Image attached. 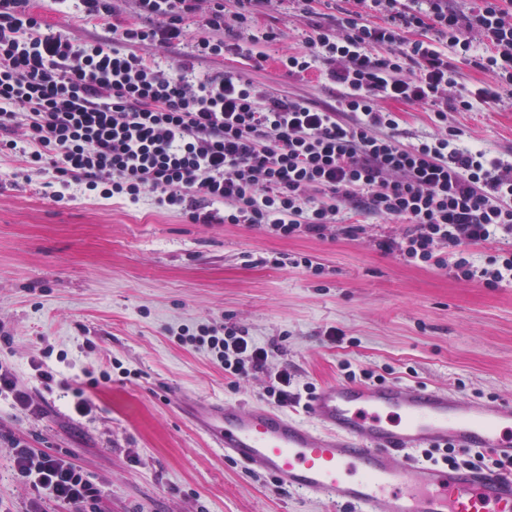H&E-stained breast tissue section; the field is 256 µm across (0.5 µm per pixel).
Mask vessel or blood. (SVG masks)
Listing matches in <instances>:
<instances>
[{
  "mask_svg": "<svg viewBox=\"0 0 512 512\" xmlns=\"http://www.w3.org/2000/svg\"><path fill=\"white\" fill-rule=\"evenodd\" d=\"M303 407V421L220 400L191 416L245 469L352 512H512V470L451 468L413 455L450 444L512 457V402L477 406L422 383L336 381Z\"/></svg>",
  "mask_w": 512,
  "mask_h": 512,
  "instance_id": "vessel-or-blood-1",
  "label": "vessel or blood"
}]
</instances>
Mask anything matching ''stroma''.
I'll list each match as a JSON object with an SVG mask.
<instances>
[{
    "instance_id": "obj_1",
    "label": "stroma",
    "mask_w": 512,
    "mask_h": 512,
    "mask_svg": "<svg viewBox=\"0 0 512 512\" xmlns=\"http://www.w3.org/2000/svg\"><path fill=\"white\" fill-rule=\"evenodd\" d=\"M340 0H319L303 14L278 0L257 25L277 41L239 44L199 64L203 74L230 72L320 107L337 89L319 71L288 75L279 58L302 47L312 26L335 27ZM40 9L54 31L82 43L101 28L58 0ZM267 60L256 64V51ZM464 141L512 157V105L452 112ZM16 164L0 159V360L43 409L17 414L0 395V507L28 512L29 489L11 473V442L47 453L69 452L100 484L96 512H331L315 499L280 490L268 476L224 457L185 410L199 399L261 402L268 374L225 379L204 348L182 344V331L233 324L261 345H277L271 368L287 367L297 383L322 386L345 378L343 363L387 382H423L474 404L512 401V285L485 287L382 252L377 239L405 225L344 210L323 236H271L243 224H194L182 210L161 209L152 195L115 203L72 186L54 201L50 174L14 180ZM356 222L357 238L343 235ZM305 256L321 274L288 265ZM343 333L332 340L330 328ZM46 358L70 388L44 384L31 359ZM109 371L112 379L91 383ZM94 412H71L74 389Z\"/></svg>"
}]
</instances>
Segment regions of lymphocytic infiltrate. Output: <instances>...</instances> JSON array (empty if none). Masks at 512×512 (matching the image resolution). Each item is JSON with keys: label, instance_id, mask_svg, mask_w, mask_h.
Here are the masks:
<instances>
[{"label": "lymphocytic infiltrate", "instance_id": "1", "mask_svg": "<svg viewBox=\"0 0 512 512\" xmlns=\"http://www.w3.org/2000/svg\"><path fill=\"white\" fill-rule=\"evenodd\" d=\"M121 23L113 0H75L104 36L76 45L49 33L35 0H0V157L16 177L52 171L63 199L71 184L103 199L154 196L191 222L224 221L281 238L323 236L348 202L405 224L378 248L404 261L484 286L512 284V246L475 266L466 249L512 234V163L461 143L452 112L512 102V0H353L335 29L315 27L304 50L280 59L289 73L321 71L337 84L335 108L261 89L231 74L196 77L222 56L219 33L234 24L249 41L271 42L254 23L272 0H134ZM210 30L190 38L185 19ZM187 45L162 68L143 47ZM494 84L460 81V65ZM390 101L429 107L436 132L400 138ZM24 142H17L16 130ZM203 347L225 376L269 369V351L233 325L202 329ZM12 467L34 503L85 512L100 486L69 455L12 442Z\"/></svg>", "mask_w": 512, "mask_h": 512}]
</instances>
